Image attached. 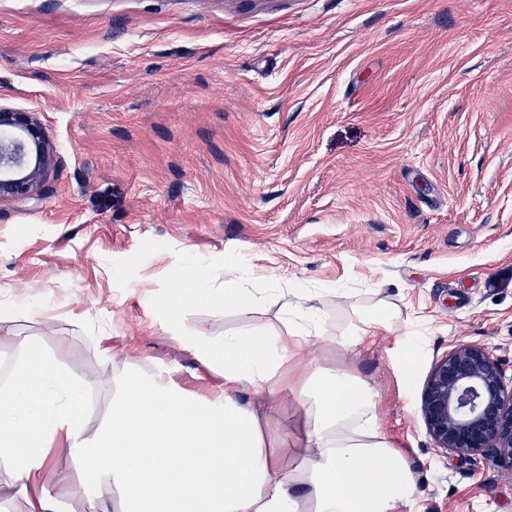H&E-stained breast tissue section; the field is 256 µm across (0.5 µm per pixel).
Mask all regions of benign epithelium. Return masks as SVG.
I'll use <instances>...</instances> for the list:
<instances>
[{
  "label": "benign epithelium",
  "instance_id": "obj_1",
  "mask_svg": "<svg viewBox=\"0 0 512 512\" xmlns=\"http://www.w3.org/2000/svg\"><path fill=\"white\" fill-rule=\"evenodd\" d=\"M0 200L39 199L56 150L35 112L0 107ZM420 415L441 456L481 455L512 472V381L481 344L459 342L437 358L420 393Z\"/></svg>",
  "mask_w": 512,
  "mask_h": 512
}]
</instances>
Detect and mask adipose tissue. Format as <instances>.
<instances>
[{"instance_id":"1","label":"adipose tissue","mask_w":512,"mask_h":512,"mask_svg":"<svg viewBox=\"0 0 512 512\" xmlns=\"http://www.w3.org/2000/svg\"><path fill=\"white\" fill-rule=\"evenodd\" d=\"M173 270L178 287L161 303L172 322L215 296L204 260L183 254ZM220 297L225 311L240 313L276 299L285 335L195 336L200 361L224 374L221 391L200 397L161 375L130 372L112 400L111 424L92 436L83 426L88 383L73 379L38 343L23 342L9 384L0 387V464L26 512H61L43 477L60 438L79 466L75 492L87 512H109L108 488L119 493L122 512H399L411 499L412 469L380 425L373 389L348 369L303 361L325 333L308 289L228 286ZM292 359L304 455L289 471L277 461L270 426L279 418V376ZM245 388L263 403L241 404Z\"/></svg>"}]
</instances>
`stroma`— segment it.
Listing matches in <instances>:
<instances>
[{"label": "stroma", "instance_id": "1", "mask_svg": "<svg viewBox=\"0 0 512 512\" xmlns=\"http://www.w3.org/2000/svg\"><path fill=\"white\" fill-rule=\"evenodd\" d=\"M0 106L57 152L42 200L0 201V384L38 342L89 384L90 436L133 369L211 395L194 336L283 333L277 303L169 330L160 301L181 253L219 291L246 262L316 294L315 365L377 393L400 512H512V472L437 455L418 404L458 341L512 375V0H0ZM381 301L402 322L338 347ZM44 480L85 512L63 441Z\"/></svg>", "mask_w": 512, "mask_h": 512}]
</instances>
